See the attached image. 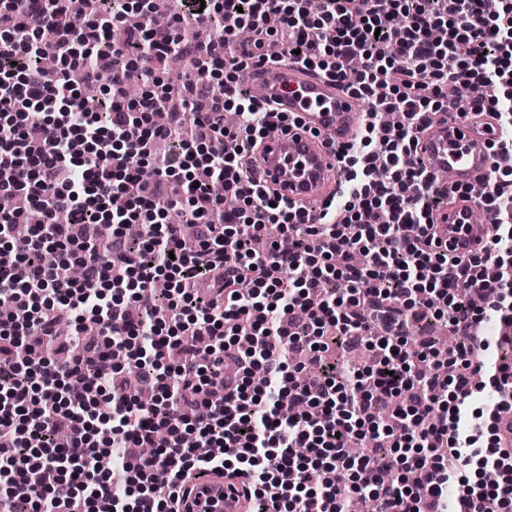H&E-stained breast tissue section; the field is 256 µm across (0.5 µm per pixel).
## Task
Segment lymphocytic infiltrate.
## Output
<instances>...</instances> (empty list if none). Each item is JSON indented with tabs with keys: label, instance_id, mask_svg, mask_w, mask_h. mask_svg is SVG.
Segmentation results:
<instances>
[{
	"label": "lymphocytic infiltrate",
	"instance_id": "obj_1",
	"mask_svg": "<svg viewBox=\"0 0 512 512\" xmlns=\"http://www.w3.org/2000/svg\"><path fill=\"white\" fill-rule=\"evenodd\" d=\"M74 3L0 0V197L42 215L19 253L23 211L0 212V512H180L197 472L238 481L247 512H347L362 496L375 512H482L489 499L512 512V440L482 447L471 409L487 383L500 395L488 424L512 412V363L486 355L487 326L512 344V163L480 193L494 235L459 257L437 248L431 216L448 197L417 157L421 127L458 106L491 113V149L512 155V0H186L208 41L168 18L129 30L121 50L109 34L126 0ZM31 15L53 43L25 26ZM278 34L289 63L368 103L359 137L337 151L342 188L314 218L260 191L248 160L289 122L239 81L246 60L272 59ZM172 56L188 64L185 80L155 92L150 63ZM47 59L59 72L50 86ZM75 68L112 93L110 112L77 93ZM219 75L223 97L199 110ZM134 79L144 94L122 101ZM33 109L53 131L35 146ZM178 169L191 248L157 205ZM99 213L112 224L104 239L88 229ZM137 223L135 245L124 227ZM202 279L217 293L194 328L210 358L166 365ZM466 293L484 305L460 306ZM430 313L461 340L447 357L412 331ZM62 320L99 328L64 363ZM329 331L377 350L369 373L330 366ZM127 370L157 392L151 406L112 394ZM117 448L122 463L102 470Z\"/></svg>",
	"mask_w": 512,
	"mask_h": 512
}]
</instances>
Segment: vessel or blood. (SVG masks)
I'll use <instances>...</instances> for the list:
<instances>
[{"instance_id": "1", "label": "vessel or blood", "mask_w": 512, "mask_h": 512, "mask_svg": "<svg viewBox=\"0 0 512 512\" xmlns=\"http://www.w3.org/2000/svg\"><path fill=\"white\" fill-rule=\"evenodd\" d=\"M255 74L264 98L297 120L264 139L256 179L292 204L313 208L338 191L336 149L358 136L363 114L335 83L302 68L266 63ZM490 140L486 122L440 112L420 132L418 155L430 172L440 175V191H471L486 181L495 163ZM478 205L473 197L435 212L440 250L463 256L487 241L488 222L475 217ZM190 489L182 512L246 510L244 500L218 474L199 476Z\"/></svg>"}]
</instances>
